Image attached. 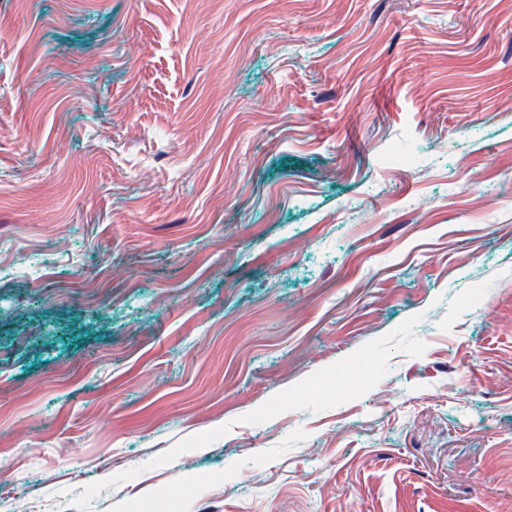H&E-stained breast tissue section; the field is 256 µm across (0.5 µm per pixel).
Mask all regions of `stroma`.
<instances>
[{
	"instance_id": "stroma-1",
	"label": "stroma",
	"mask_w": 512,
	"mask_h": 512,
	"mask_svg": "<svg viewBox=\"0 0 512 512\" xmlns=\"http://www.w3.org/2000/svg\"><path fill=\"white\" fill-rule=\"evenodd\" d=\"M0 512H512V0H0Z\"/></svg>"
}]
</instances>
